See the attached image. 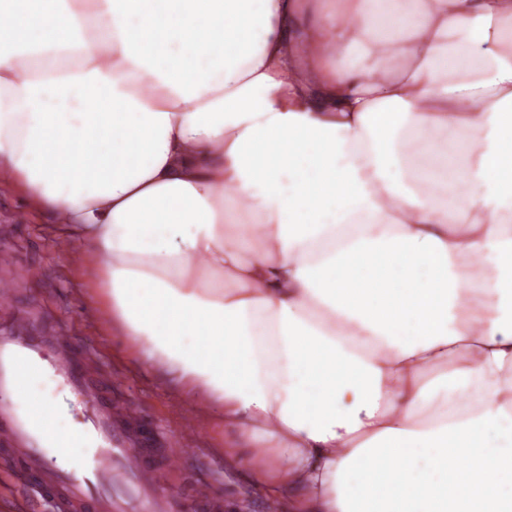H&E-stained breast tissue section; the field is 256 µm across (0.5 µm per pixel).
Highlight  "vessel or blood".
Listing matches in <instances>:
<instances>
[{"label":"vessel or blood","instance_id":"b4317fda","mask_svg":"<svg viewBox=\"0 0 512 512\" xmlns=\"http://www.w3.org/2000/svg\"><path fill=\"white\" fill-rule=\"evenodd\" d=\"M96 347H85L80 366L62 350L28 336L25 325L0 338V390L10 393L0 405V433L9 439L22 465L43 472L61 490L68 507L89 512H183L178 494L161 489L157 469L146 449L132 446L123 423L140 411L136 402L114 412L98 407V395L84 393L91 407L84 428L51 430L38 419L40 398L27 385L50 375L63 383L80 384L100 369Z\"/></svg>","mask_w":512,"mask_h":512}]
</instances>
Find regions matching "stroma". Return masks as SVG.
<instances>
[{
	"mask_svg": "<svg viewBox=\"0 0 512 512\" xmlns=\"http://www.w3.org/2000/svg\"><path fill=\"white\" fill-rule=\"evenodd\" d=\"M57 232L13 184L0 180V288L13 292L10 306H0V336L10 335L26 319L30 335L68 349L93 343L101 353L102 371L87 387L102 393L101 406L110 410L138 400L141 418L158 445L149 455L160 467V482L184 498L187 512H204L190 497L191 485L204 482L225 504L242 512H270L272 487L249 480L232 465L224 451V423L210 418L206 427L184 425L193 416L192 402L169 390L138 362V346L106 332L94 308L90 290L69 260L56 249ZM37 269L36 278L25 276ZM0 512H56L54 501L20 467L0 460Z\"/></svg>",
	"mask_w": 512,
	"mask_h": 512,
	"instance_id": "obj_1",
	"label": "stroma"
}]
</instances>
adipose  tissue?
<instances>
[{
    "label": "adipose tissue",
    "instance_id": "obj_1",
    "mask_svg": "<svg viewBox=\"0 0 512 512\" xmlns=\"http://www.w3.org/2000/svg\"><path fill=\"white\" fill-rule=\"evenodd\" d=\"M166 3L0 0V179L292 512H512V0Z\"/></svg>",
    "mask_w": 512,
    "mask_h": 512
}]
</instances>
